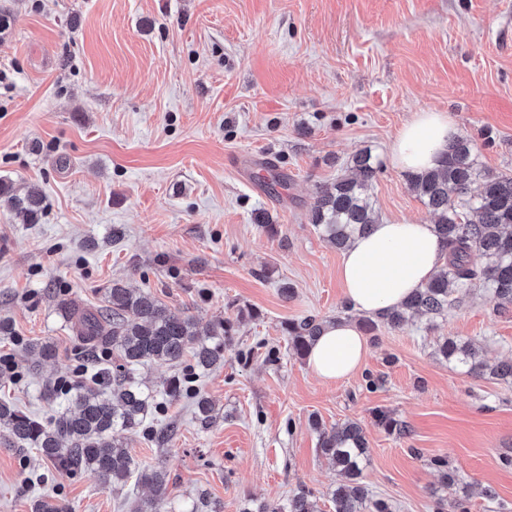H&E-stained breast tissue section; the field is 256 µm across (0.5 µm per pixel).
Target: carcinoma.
Here are the masks:
<instances>
[{
  "label": "carcinoma",
  "instance_id": "carcinoma-1",
  "mask_svg": "<svg viewBox=\"0 0 512 512\" xmlns=\"http://www.w3.org/2000/svg\"><path fill=\"white\" fill-rule=\"evenodd\" d=\"M380 171L371 152L361 150L352 157L348 173L315 197L309 219L336 248L345 249L354 235L368 234L378 223L368 190ZM408 184L433 213L446 254L430 282L382 316L387 325L399 329L417 316H445L477 282L487 288L496 306L512 305V175L479 167L474 144L461 137L436 168L408 175ZM7 202L32 220L40 198L31 192ZM64 310L85 356L97 364L91 383L78 382L66 392L67 407L47 424L0 400V439L19 450L36 449L61 474L91 471L112 486L135 474L139 483L155 493L138 503L137 512H156V498L167 493V472L161 467H140L127 447L128 436L138 433L155 406L153 396L134 377V369L149 363H177L190 352L192 369L208 370L224 362V347L234 335L235 322L217 319L208 335L200 338L191 316L148 292L137 293L119 283L108 289L105 305L98 309L66 302ZM322 325L316 318L288 323V344L296 356H307ZM109 348L112 364L104 365L98 353ZM436 351L476 377L488 370L479 348L471 342L446 338L437 343ZM195 406L201 423H211V401L198 396ZM376 419L390 433L410 434L407 425L385 411L377 412ZM312 426L319 433L320 455L338 475L329 492L333 512H392V505L373 498L362 481L369 448L361 425L347 421L326 431L314 420ZM431 464L444 486L455 484L456 474L448 468V461L434 458ZM262 512L320 510L313 492L301 488L287 503L267 506ZM435 512H471V508L467 496L461 495L437 499Z\"/></svg>",
  "mask_w": 512,
  "mask_h": 512
}]
</instances>
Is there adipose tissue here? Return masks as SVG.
<instances>
[{
  "label": "adipose tissue",
  "instance_id": "ef3b65f1",
  "mask_svg": "<svg viewBox=\"0 0 512 512\" xmlns=\"http://www.w3.org/2000/svg\"><path fill=\"white\" fill-rule=\"evenodd\" d=\"M458 135L448 113H414L393 138L384 160L405 173L433 169ZM444 254L431 224L378 222L369 235L355 237L342 254L344 298L361 315H380L428 283L439 271ZM367 350L368 342L357 323L331 320L324 323L307 361L318 377L340 381L356 371Z\"/></svg>",
  "mask_w": 512,
  "mask_h": 512
}]
</instances>
